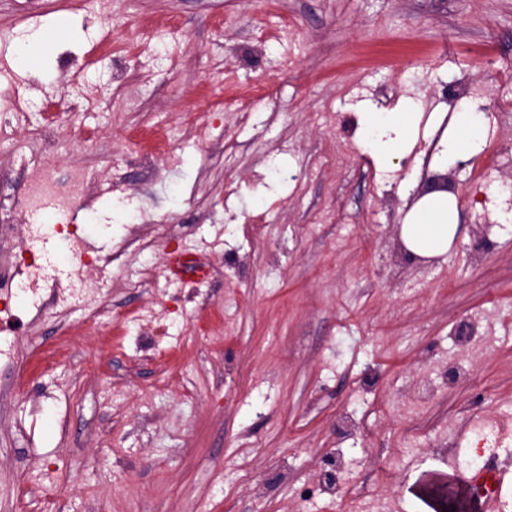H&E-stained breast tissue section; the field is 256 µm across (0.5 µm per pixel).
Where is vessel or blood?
<instances>
[{"label":"vessel or blood","instance_id":"b4317fda","mask_svg":"<svg viewBox=\"0 0 512 512\" xmlns=\"http://www.w3.org/2000/svg\"><path fill=\"white\" fill-rule=\"evenodd\" d=\"M476 435L482 439L487 461L470 474L463 491L467 494L475 489L480 492L478 498H471L469 502L472 512H497L505 476L495 460L499 449L512 446V417L490 412L475 413L458 429L457 437L466 446Z\"/></svg>","mask_w":512,"mask_h":512}]
</instances>
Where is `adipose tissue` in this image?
I'll use <instances>...</instances> for the list:
<instances>
[{"mask_svg": "<svg viewBox=\"0 0 512 512\" xmlns=\"http://www.w3.org/2000/svg\"><path fill=\"white\" fill-rule=\"evenodd\" d=\"M424 121L443 129L434 156L438 169L478 154L488 133V119L482 112H457L447 122L436 114L426 118L419 112H365L359 121L360 137L388 168L410 151ZM458 231L456 197L430 184L405 213L399 237L408 257L427 259L446 255Z\"/></svg>", "mask_w": 512, "mask_h": 512, "instance_id": "ef3b65f1", "label": "adipose tissue"}]
</instances>
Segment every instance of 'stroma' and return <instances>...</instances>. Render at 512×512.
I'll return each mask as SVG.
<instances>
[{
  "label": "stroma",
  "mask_w": 512,
  "mask_h": 512,
  "mask_svg": "<svg viewBox=\"0 0 512 512\" xmlns=\"http://www.w3.org/2000/svg\"><path fill=\"white\" fill-rule=\"evenodd\" d=\"M489 55L512 67V0H0V93L28 111L0 198L35 156L94 183L88 266L0 213V512H444L450 466L483 464L457 429L512 414V159H469L456 243L416 262L397 228L437 140L383 169L356 129L447 111ZM56 288L81 305L43 307ZM49 34L47 31L36 32L31 38L13 51V62L20 68H33L37 66L42 47L47 43Z\"/></svg>",
  "instance_id": "35a3bbf8"
}]
</instances>
